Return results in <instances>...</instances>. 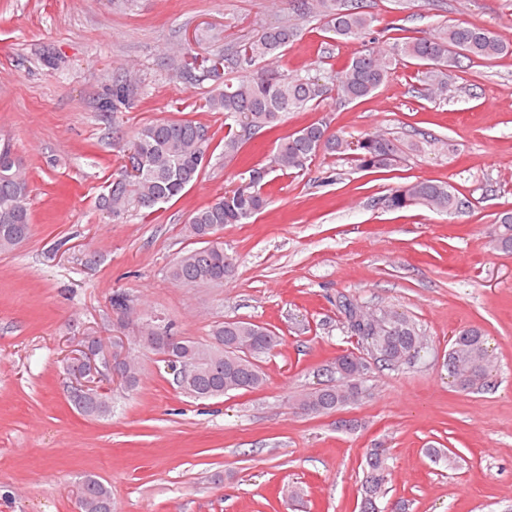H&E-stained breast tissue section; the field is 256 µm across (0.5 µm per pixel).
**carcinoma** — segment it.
<instances>
[{"label":"carcinoma","instance_id":"1","mask_svg":"<svg viewBox=\"0 0 512 512\" xmlns=\"http://www.w3.org/2000/svg\"><path fill=\"white\" fill-rule=\"evenodd\" d=\"M299 17L313 14L323 20L324 29L340 40L365 42L373 33L375 18L347 0H293ZM297 36V25L287 20L239 45L232 59L221 55H203L191 47L183 54L176 75L188 81L209 80L215 87L203 98L200 108L222 112L224 119L234 121L236 129L224 135V158L233 159L249 135L261 129H274L290 112H301L316 104L326 87L313 77L288 74L274 61ZM512 54V42L498 32L468 23H450L411 38L385 52L367 47L350 58L332 74V87L345 101L366 98L382 86L393 66L401 60L427 67L423 72L424 96L435 99L448 87V69L463 57L496 59ZM243 68L247 75L232 80L226 70ZM209 137L205 128L190 120H159L143 125L136 132L124 158L137 160L136 172H128L122 164L118 174L99 198L100 209L112 210V218H121L130 211L150 214L160 205L180 197L197 181L207 158ZM418 151L417 144L403 145L379 132L365 134L352 141L328 131L327 123L315 122L283 138L266 166L251 170L249 181L217 197L213 202L194 210L184 225L188 237L200 247L184 252L168 269V277L177 284L192 286L222 283L235 270V259L224 251V243H211L205 237L230 224H242L262 210L269 202L261 192L262 181L270 169L282 172L301 170L319 155L352 153L364 169L387 168L403 158L406 151ZM14 152L8 142L0 144V253H7L26 241L31 234L28 207L29 184L22 169L16 167ZM392 210L424 206L437 213L456 216L467 208L457 190L446 181L416 180L395 188L383 198ZM498 238L494 247L512 252V212L496 218ZM350 329L357 336H376L389 367L411 363L407 359L423 332L410 317L386 309V322L372 332L359 319L360 306L344 297L340 300ZM150 334L159 345L152 349L163 357L174 354L194 363L196 373L190 380L177 379L180 390L196 399H213L230 392L254 390L265 384V374L256 363L261 356L279 345L276 334L248 321H224L215 324L206 342L183 338L173 349L165 340L174 335L167 324ZM483 333L477 328L460 331L453 340L446 363L448 371L459 374L458 389L478 391L488 385L485 375ZM365 358L349 354L342 358V367L359 378L365 370ZM319 413L338 410L347 405L349 397L334 385H327L300 397ZM72 407L81 415L94 419L112 416L113 398L109 392L91 397L70 398ZM377 472L389 470L385 448L367 451L364 469ZM388 481L380 477L362 484V496L380 503L386 496ZM81 512H109L112 497L108 488L88 475L82 482Z\"/></svg>","mask_w":512,"mask_h":512}]
</instances>
